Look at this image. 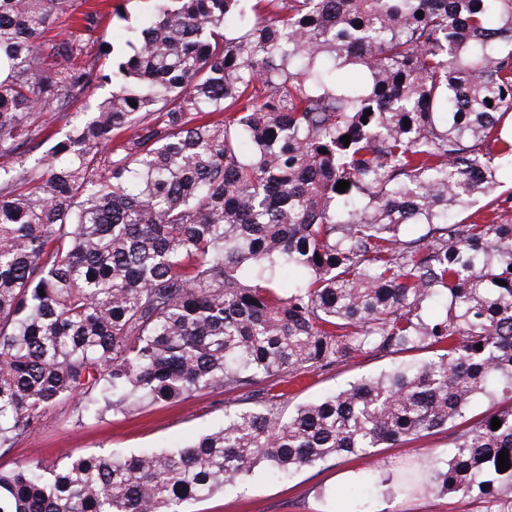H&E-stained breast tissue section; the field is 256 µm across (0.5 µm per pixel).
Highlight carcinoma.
<instances>
[{"mask_svg":"<svg viewBox=\"0 0 512 512\" xmlns=\"http://www.w3.org/2000/svg\"><path fill=\"white\" fill-rule=\"evenodd\" d=\"M128 2L48 39L73 0H0V447L67 401L254 406L182 448L0 470V512H183L329 459L370 460L377 486V449L449 425L420 487L512 512V0H148L127 52L85 59ZM426 349L289 413L251 391Z\"/></svg>","mask_w":512,"mask_h":512,"instance_id":"1","label":"carcinoma"}]
</instances>
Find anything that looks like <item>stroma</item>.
Wrapping results in <instances>:
<instances>
[{
	"instance_id": "1",
	"label": "stroma",
	"mask_w": 512,
	"mask_h": 512,
	"mask_svg": "<svg viewBox=\"0 0 512 512\" xmlns=\"http://www.w3.org/2000/svg\"><path fill=\"white\" fill-rule=\"evenodd\" d=\"M396 355L357 357L331 371L309 374L294 382L267 381L271 393L287 394L300 404L329 394L346 382L390 370ZM246 391H207L187 401L165 404L143 403L130 411H107L95 419L79 415L74 403L55 405L44 415L39 428L16 438L10 449H0V469L11 470L16 463L39 458L61 463L78 453L106 454L120 449L129 454L161 450L190 443L198 435L218 425L225 406L247 407ZM439 460L452 454L450 431H437L397 447L380 449L378 464L389 476L390 486L366 488L353 495L360 485L364 461L331 460L321 466L295 472L284 480L268 478L256 468L245 484L210 498L192 500L187 512H484L479 500L458 494L434 496L401 490L409 468L425 453Z\"/></svg>"
}]
</instances>
